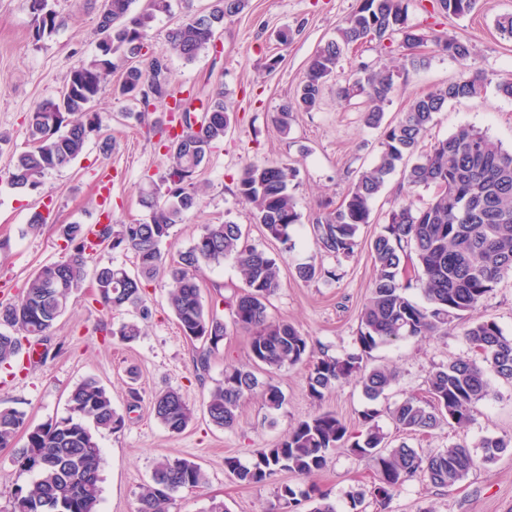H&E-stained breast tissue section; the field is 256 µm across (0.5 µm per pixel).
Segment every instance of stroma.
Listing matches in <instances>:
<instances>
[{
	"instance_id": "stroma-1",
	"label": "stroma",
	"mask_w": 512,
	"mask_h": 512,
	"mask_svg": "<svg viewBox=\"0 0 512 512\" xmlns=\"http://www.w3.org/2000/svg\"><path fill=\"white\" fill-rule=\"evenodd\" d=\"M428 2L408 0L409 25L422 33L467 41L472 54L457 61L433 44L421 46L419 52L427 63L397 82L385 109L387 120L398 119L413 98L479 70L487 77L484 94L449 102L422 137L420 148L428 150L435 141L469 124L511 151L512 101L499 97L496 85L512 79V41L500 38L494 20L512 13V0H479L477 9L463 18L426 13ZM357 5L358 0H248L241 13L225 18L213 46L195 60L171 59L175 92L205 100L215 89H223L237 124L197 172L195 180L204 188L198 208L172 228L164 250L172 257L186 250L203 225L240 224L251 245L280 263V286L267 304L269 318L299 328L318 357H341L358 350L359 313L374 276L369 242L387 224L389 212L399 201L401 176L392 174L374 200L370 222L359 231L355 255L325 253L312 224L327 205H338L349 185L376 162L381 132L366 127L359 100L339 99L332 83L317 109L294 113L288 132H280L272 116L294 97L311 57L335 37ZM54 7L64 24L36 41L26 0H0V130L11 136L9 149L0 152L2 301L14 299L35 269L60 260L64 243L57 225L96 224L106 211L117 224L145 219L140 190L146 181H160L166 166L150 123L135 118L141 104L116 94L122 76L115 73L96 102L97 112L112 130L110 153H102L93 136L78 160L48 173L38 190L22 191L3 179L13 153L28 148L27 116L35 103L57 94L73 67L95 53L100 39L96 0H54ZM281 30L290 32L288 42L279 40ZM266 161L283 162L296 170L290 190L302 219L290 231L288 252L266 236L251 206L236 194L244 166ZM45 207L50 210L51 225L40 234L27 233L30 216ZM302 262L335 269L338 278L302 281L294 274L295 265ZM167 289L161 278L147 285L145 299L152 317L143 335L131 343L113 340L104 330L137 319L136 310H108L89 291H80L43 343L49 351L45 362L22 369L0 367V405L24 412L32 425L68 416L67 393L87 377L98 379L117 411L127 413L120 431L97 436L103 453L99 512H135L138 494L150 478L154 461L162 456L198 463L208 478L203 489L178 498L170 512H203L213 498L224 501L229 512H288L279 498L282 487L298 491L313 484L328 494L337 512H512V447L450 489L412 478L384 505L372 495L377 481L373 461L346 448L333 451L326 468L316 475L280 472L258 486L241 485L224 465L228 457L250 464L257 450L273 447L298 422L323 411L335 412L358 432L362 412L377 409V422L393 444L404 442L424 453L461 443L477 454L483 438L512 436V382L499 378L492 381V395L475 405L467 428L445 426L427 435L408 436L397 432L388 416L404 397L426 396L432 370L456 359L476 358L462 326L374 350L368 366L394 370L396 380L373 402L352 379L323 401L313 400L302 365L273 373L257 370L260 382L280 387L285 396L282 407L268 409L261 395L253 394L239 411L238 425L219 429L209 423L200 406L209 390L223 380L225 367H252L250 335L234 325L227 307L218 306L216 313L226 325V334L212 349L207 370H197V354L168 308ZM163 390L180 392L198 408L181 433H169L151 412L152 396ZM134 395L139 402L133 408L129 402ZM355 494L361 497L356 508L350 503Z\"/></svg>"
}]
</instances>
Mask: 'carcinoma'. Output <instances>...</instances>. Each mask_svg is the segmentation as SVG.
<instances>
[{
    "label": "carcinoma",
    "instance_id": "carcinoma-1",
    "mask_svg": "<svg viewBox=\"0 0 512 512\" xmlns=\"http://www.w3.org/2000/svg\"><path fill=\"white\" fill-rule=\"evenodd\" d=\"M101 0L97 27L101 38L97 52L75 66L63 89L38 101L28 115L30 148L13 156L8 181L18 189L35 191L49 172L63 168L83 152L91 135L102 138L100 149H112V136L103 133V119L94 103L109 76L123 70L119 95L138 100L142 120L158 102L176 99L172 89L170 54L194 60L213 45L224 19L241 13L247 0H211L210 7L194 11L188 5L185 19L168 34V48L146 53L148 29L158 13L170 10L169 0ZM438 11L462 17L474 11L477 0H434ZM33 37L39 41L52 35L62 19L53 0H28ZM376 42L382 49H401L402 63L374 69L364 63L352 70L338 94L365 98L364 125L382 130L377 163L363 171L351 184L342 202L313 225L320 247L336 257L356 252L360 227L370 223L373 200L389 176L401 171L406 186L402 200L390 212L387 224L370 240L375 267L371 292L360 311L357 342L360 352L343 357L324 355L310 361L308 391L320 402L340 382L354 378L365 396L375 400L395 381V373L384 368L367 369L364 357L378 347L408 336H431L476 311L483 299L508 276H512V151H506L485 132L461 126L438 140L416 160L419 140L434 123L435 116L450 101L478 97L486 78L476 71L414 98L406 112L394 122L385 121V106L396 79L425 64L416 49L428 41L407 22L405 0H360L328 40L310 59L305 78L289 103L274 115L286 133L293 113L309 112L320 102L326 84L335 78L346 53L355 46ZM435 46L449 57L465 60L467 43L455 37H435ZM187 109L168 122L156 120L167 166L161 185H152L141 196L147 218L133 224L105 222L89 229L82 224H62L60 237L66 242L62 259L41 266L26 281L13 302H0V365L11 364L21 353L23 341L47 336L67 311L71 297L90 286L96 300L110 308L133 307L140 318L150 317L144 305L146 283L167 278L168 306L183 336L197 337L201 344L197 363L206 368L210 348L224 338V322L207 307L200 286L204 266L220 265L231 257L237 264L243 287L219 301L231 310L234 324L251 335L253 359L268 369L280 370L303 362L309 354V339L295 326L272 321L267 302L280 286L281 268L276 258L249 244L242 227L232 221L205 224L197 241L170 258L163 244L171 229L197 206L201 192L195 174L207 161L215 145L224 139L235 120L215 91L200 108L188 98ZM296 170L284 163H253L246 166L237 182L239 198L251 205L256 223L266 234L291 247V228L301 223L290 182ZM419 188H432L430 202L419 205L414 195ZM106 249L130 251L137 272L111 261L88 267L92 256ZM415 258V281L403 277L404 263ZM303 281L336 279V272L313 263L295 266ZM423 294L424 303L409 295L411 288ZM130 343L141 335L140 324L125 322L110 331ZM464 338L481 354V360L458 359L431 372V399L407 396L396 403L390 418L405 434L428 432L444 425L467 427L471 409L491 395V377L512 381V337H507L493 320L476 318L464 328ZM271 410L279 409L284 395L279 386L259 382L247 368L229 366L224 381L214 386L203 402L209 422L220 429L234 427L244 399L256 389ZM71 415L32 427L26 415L14 408H0V448H16L14 462L21 463L27 449H38L41 464L32 469V485H18L8 507L0 512H97L101 496L102 450L91 431L117 432L125 417L112 405V398L95 378L76 383L68 394ZM151 411L168 432H183L195 409L174 390L152 397ZM378 411L362 413L364 430L353 433L333 412H321L298 422L273 448H263L253 462L242 464L225 458V466L246 486L265 483L286 471L309 476L323 470L328 456L347 447L370 458L378 483L373 495L381 503L407 480L420 476L434 486L452 488L474 469L494 462L512 440L488 437L481 443L478 458L466 446L448 447L421 454L402 442L389 447L386 435L375 422ZM22 445H17L19 438ZM207 481L196 463L177 457L154 461L150 481L137 497L136 512H169L178 494L193 491ZM281 498L291 510L304 501L313 503L310 512H336L327 495L316 486L295 491L284 487Z\"/></svg>",
    "mask_w": 512,
    "mask_h": 512
}]
</instances>
